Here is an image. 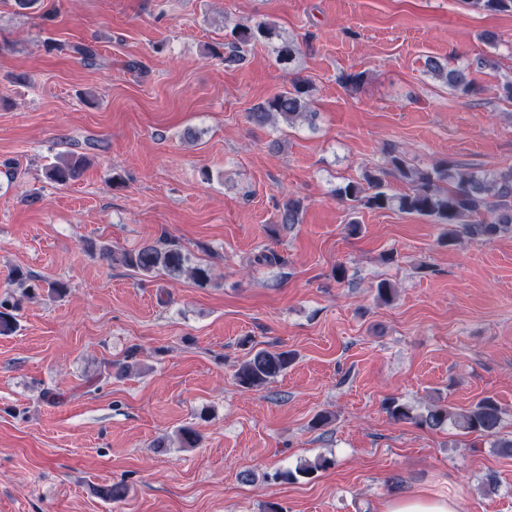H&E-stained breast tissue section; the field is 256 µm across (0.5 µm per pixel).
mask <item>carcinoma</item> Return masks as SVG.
<instances>
[{"instance_id": "1", "label": "carcinoma", "mask_w": 512, "mask_h": 512, "mask_svg": "<svg viewBox=\"0 0 512 512\" xmlns=\"http://www.w3.org/2000/svg\"><path fill=\"white\" fill-rule=\"evenodd\" d=\"M463 2L477 11L512 12V0ZM258 36L270 41L277 36L276 28L270 23L236 27L232 31L231 41L225 44L224 63L232 65L241 62L242 47ZM275 51L278 61L289 65L299 54L300 48L295 42L284 40ZM426 67L436 80L457 93L468 96L478 91L468 65L450 68L448 63L430 58L426 61ZM304 94V85L296 82L292 89L281 91L254 108L249 118L258 126L274 124L278 120L292 125L297 119L311 115ZM85 164L86 159L82 157L61 158L49 168L48 179L55 184H67L81 175ZM391 175L407 180L412 185L411 192L401 196L388 193L387 177ZM336 195L353 210L359 206L370 209L396 208L430 217L444 226V235L450 245L464 237L488 241L512 234L511 167L474 171L448 162L421 169L397 153L387 157L385 166L365 171L363 181H351L337 189ZM300 214V202L289 198L278 208L276 224L286 230L299 223ZM105 253L113 261L146 276L162 272L171 278H178L186 274L201 286L211 278L208 266L192 262L187 253L165 236L136 250L113 254L107 249ZM20 304L21 299L10 293L0 296V334L14 330L16 320L13 311ZM292 360L293 356L288 351H252L237 368L236 382L245 390L256 389L287 370ZM388 413L395 421H413L428 428L448 424L461 435L491 439L493 447L502 449L506 454L512 453V438L501 435L503 410L491 397H484L473 406L460 410L432 405L421 415L413 414L409 406L394 401L388 407ZM177 442L182 448H194L200 442V434L193 427H183L178 431Z\"/></svg>"}]
</instances>
